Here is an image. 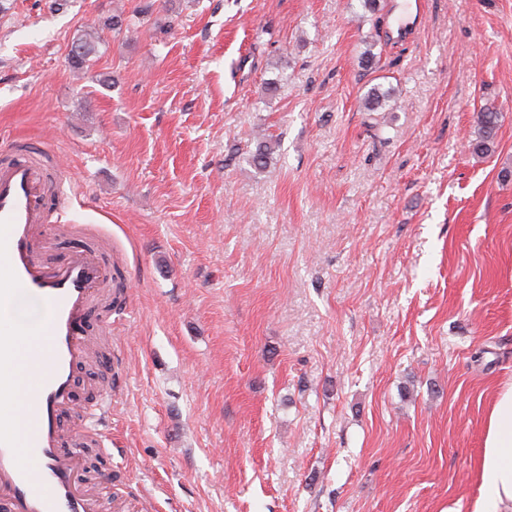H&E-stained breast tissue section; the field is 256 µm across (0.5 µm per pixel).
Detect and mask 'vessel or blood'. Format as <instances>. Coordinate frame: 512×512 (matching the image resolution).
<instances>
[{
  "label": "vessel or blood",
  "mask_w": 512,
  "mask_h": 512,
  "mask_svg": "<svg viewBox=\"0 0 512 512\" xmlns=\"http://www.w3.org/2000/svg\"><path fill=\"white\" fill-rule=\"evenodd\" d=\"M65 188L50 189L40 165L20 139L0 144V512H95L80 487V443L101 438L110 392L89 382L91 414L74 421L66 441L63 419L78 406L76 372L90 359L111 360L98 349L89 323L112 275L93 247L62 261L41 259L49 224L63 210ZM43 299L49 319L21 332L10 321L18 292ZM41 366L26 374L32 353Z\"/></svg>",
  "instance_id": "vessel-or-blood-1"
}]
</instances>
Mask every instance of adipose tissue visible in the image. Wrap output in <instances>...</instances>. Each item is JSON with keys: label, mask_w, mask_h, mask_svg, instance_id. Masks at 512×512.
Instances as JSON below:
<instances>
[{"label": "adipose tissue", "mask_w": 512, "mask_h": 512, "mask_svg": "<svg viewBox=\"0 0 512 512\" xmlns=\"http://www.w3.org/2000/svg\"><path fill=\"white\" fill-rule=\"evenodd\" d=\"M480 479L472 512H512V384L498 393L490 412Z\"/></svg>", "instance_id": "adipose-tissue-1"}]
</instances>
